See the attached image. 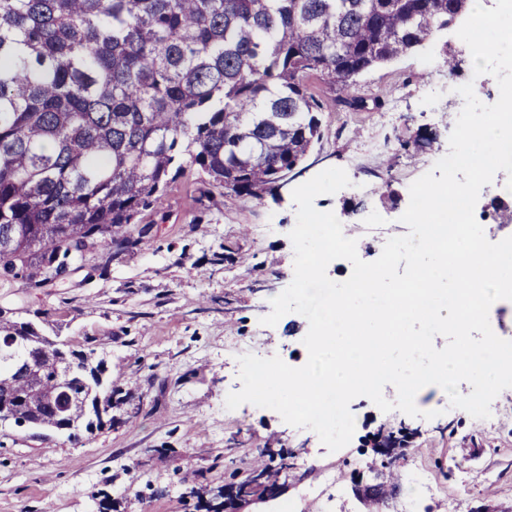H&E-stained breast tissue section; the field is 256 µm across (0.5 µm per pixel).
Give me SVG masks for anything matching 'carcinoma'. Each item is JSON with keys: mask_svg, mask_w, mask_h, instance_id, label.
Returning a JSON list of instances; mask_svg holds the SVG:
<instances>
[{"mask_svg": "<svg viewBox=\"0 0 512 512\" xmlns=\"http://www.w3.org/2000/svg\"><path fill=\"white\" fill-rule=\"evenodd\" d=\"M472 0H0V299L60 288L151 239L141 223L195 171L202 196L259 197L321 137L362 73L419 50ZM40 319L0 307V413L79 439L120 404L95 350L44 352ZM36 359L26 375L14 365ZM69 393L75 402L62 407ZM103 407L94 424L83 406ZM224 512V488L203 489Z\"/></svg>", "mask_w": 512, "mask_h": 512, "instance_id": "1", "label": "carcinoma"}]
</instances>
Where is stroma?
<instances>
[{
  "label": "stroma",
  "mask_w": 512,
  "mask_h": 512,
  "mask_svg": "<svg viewBox=\"0 0 512 512\" xmlns=\"http://www.w3.org/2000/svg\"><path fill=\"white\" fill-rule=\"evenodd\" d=\"M453 55L455 73L443 59ZM477 83L486 104L499 95L495 78L473 75L469 48L448 29L417 52L357 77L351 89L366 106L335 105L320 76L309 89L329 102L311 160L277 195L260 198L201 195L197 175L172 182L146 212L150 242L113 260L107 276L73 280L67 288L20 290L18 310L43 312L50 335L72 348L94 349L127 399L112 426L66 434L0 422V512H97L110 496L116 512H202L184 478L200 485L239 482L257 461L282 485L278 497L245 505L244 512H512V388L491 404L486 419L451 407L436 385L415 398L431 420L382 412L371 400H352L357 427L350 443L331 452L311 430L293 427L270 409L225 406L240 390L238 358L251 353L305 364V317L262 325L271 301L290 283L289 233L296 223L292 189L321 171L345 169L350 187L318 196L316 209L334 212L359 242L358 255L376 260L385 242L407 233L400 220L410 184L447 154L463 107L455 89ZM436 131L433 148L402 151L420 128ZM512 194L489 189L476 204L489 241L512 233L499 205ZM394 460L388 504L357 498L352 477L376 483ZM416 463L440 490L429 496L409 484Z\"/></svg>",
  "instance_id": "35a3bbf8"
}]
</instances>
